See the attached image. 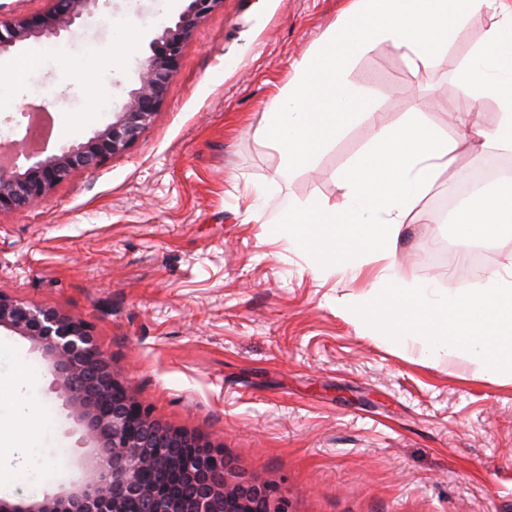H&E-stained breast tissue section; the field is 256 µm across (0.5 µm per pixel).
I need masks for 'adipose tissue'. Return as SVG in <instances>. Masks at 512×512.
I'll return each instance as SVG.
<instances>
[{"label": "adipose tissue", "mask_w": 512, "mask_h": 512, "mask_svg": "<svg viewBox=\"0 0 512 512\" xmlns=\"http://www.w3.org/2000/svg\"><path fill=\"white\" fill-rule=\"evenodd\" d=\"M512 222V193L488 191L475 196L455 216V232L461 244L497 237ZM39 438L37 425L27 419L0 429V490L12 488L22 472L14 453L33 447Z\"/></svg>", "instance_id": "1"}]
</instances>
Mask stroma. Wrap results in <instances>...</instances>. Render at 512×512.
Wrapping results in <instances>:
<instances>
[{"instance_id":"obj_1","label":"stroma","mask_w":512,"mask_h":512,"mask_svg":"<svg viewBox=\"0 0 512 512\" xmlns=\"http://www.w3.org/2000/svg\"><path fill=\"white\" fill-rule=\"evenodd\" d=\"M348 0H223L183 46L160 111L139 140L93 172L78 171L48 200L0 214V292L84 319L130 393L163 426L210 440L236 471L276 484L291 512H512V381L473 364L423 359L344 313L385 263L358 276L313 273L273 224L289 202L340 208L334 173L358 155L366 121L350 125L313 169L271 182L275 152L258 137L292 65L337 23ZM187 0H100L52 42L0 98V146L26 135L25 113L54 123L46 153L87 140L138 87L150 44ZM474 15L434 66L413 74L391 43L356 55L348 79L380 125L422 101L427 122L458 142L456 161L405 224L398 269L408 281L480 288L512 261V236L481 263L458 245L449 187L499 157L483 135L499 119L461 93L458 70L494 25ZM125 30L135 55L116 60ZM46 93L32 97L29 82ZM480 112L478 128L461 126ZM266 189L262 223L245 222L252 187ZM25 361L28 387L0 403L40 420L41 476L12 497L32 503L83 476L81 427L31 342L0 330V377Z\"/></svg>"}]
</instances>
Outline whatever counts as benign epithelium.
Listing matches in <instances>:
<instances>
[{
  "mask_svg": "<svg viewBox=\"0 0 512 512\" xmlns=\"http://www.w3.org/2000/svg\"><path fill=\"white\" fill-rule=\"evenodd\" d=\"M99 2L53 0L42 15L1 22L0 59L31 40L59 38ZM220 2L188 0L178 20L153 39L140 86L128 92L103 129L24 170L0 162V213L40 204L72 173L95 171L126 152L159 111L192 29ZM1 328L41 350L90 448L80 456L84 477L71 488L27 505L1 498L0 512H126L129 501L137 502L138 512H289L288 499L277 487L229 468L223 452L210 441L160 425L149 407L129 393L82 318L0 292ZM146 470L176 478L187 475L193 492L175 501L167 484L142 481Z\"/></svg>",
  "mask_w": 512,
  "mask_h": 512,
  "instance_id": "benign-epithelium-1",
  "label": "benign epithelium"
}]
</instances>
